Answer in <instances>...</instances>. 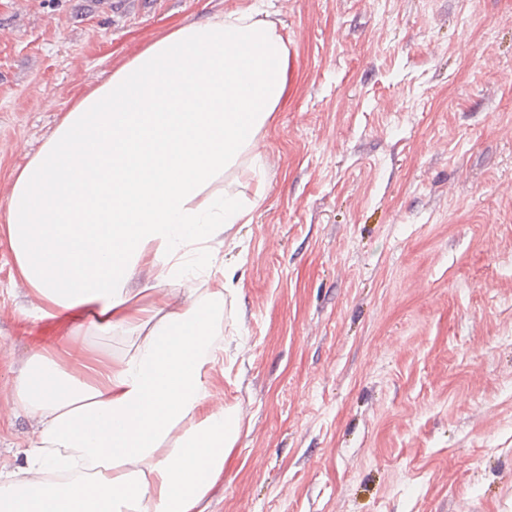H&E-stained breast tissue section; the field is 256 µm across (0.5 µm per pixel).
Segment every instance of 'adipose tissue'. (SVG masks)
<instances>
[{
  "mask_svg": "<svg viewBox=\"0 0 512 512\" xmlns=\"http://www.w3.org/2000/svg\"><path fill=\"white\" fill-rule=\"evenodd\" d=\"M287 53L249 11L181 27L81 96L15 172L18 273L40 318L73 326L71 348L16 372L11 407L33 431L0 472V512H207L242 422L207 405L231 278L216 244L248 214L212 186L268 122ZM99 332L126 350L85 346Z\"/></svg>",
  "mask_w": 512,
  "mask_h": 512,
  "instance_id": "1",
  "label": "adipose tissue"
}]
</instances>
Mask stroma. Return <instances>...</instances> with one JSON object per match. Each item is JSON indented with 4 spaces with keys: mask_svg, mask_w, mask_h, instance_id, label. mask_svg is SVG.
Instances as JSON below:
<instances>
[{
    "mask_svg": "<svg viewBox=\"0 0 512 512\" xmlns=\"http://www.w3.org/2000/svg\"><path fill=\"white\" fill-rule=\"evenodd\" d=\"M250 8L286 85L215 183L253 209L220 248L242 430L209 512H512V0H0V225L79 94ZM68 332L1 243V470L15 373Z\"/></svg>",
    "mask_w": 512,
    "mask_h": 512,
    "instance_id": "1",
    "label": "stroma"
}]
</instances>
